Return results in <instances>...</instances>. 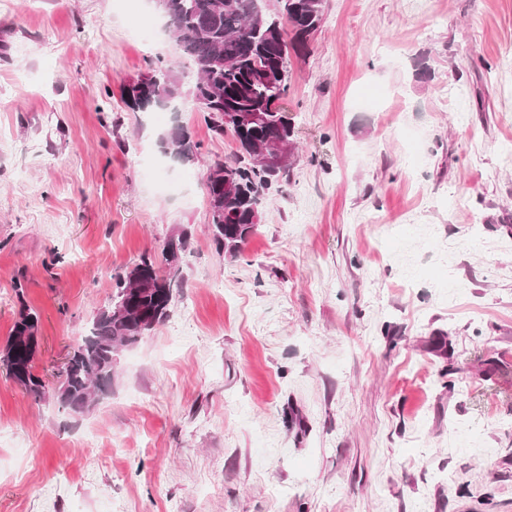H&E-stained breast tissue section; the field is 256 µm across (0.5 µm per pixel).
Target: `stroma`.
Wrapping results in <instances>:
<instances>
[{"label":"stroma","instance_id":"1","mask_svg":"<svg viewBox=\"0 0 512 512\" xmlns=\"http://www.w3.org/2000/svg\"><path fill=\"white\" fill-rule=\"evenodd\" d=\"M151 13L0 0V345L27 303L49 390L0 369V512H512V0H326L289 59L298 149L235 260L202 182L234 138L187 95L123 102L157 61L194 78ZM183 228L166 320L59 408L113 274ZM160 145L164 154L180 161L189 160L199 148V144L179 125L173 126L161 137Z\"/></svg>","mask_w":512,"mask_h":512}]
</instances>
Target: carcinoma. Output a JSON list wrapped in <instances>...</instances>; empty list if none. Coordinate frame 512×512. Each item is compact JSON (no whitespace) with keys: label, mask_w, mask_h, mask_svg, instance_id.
<instances>
[{"label":"carcinoma","mask_w":512,"mask_h":512,"mask_svg":"<svg viewBox=\"0 0 512 512\" xmlns=\"http://www.w3.org/2000/svg\"><path fill=\"white\" fill-rule=\"evenodd\" d=\"M163 18L178 55L189 59L195 81L190 95L213 97L209 129L231 133L240 155L213 162L203 176L215 249L236 258L261 224L271 190L288 172L266 171L255 162L262 147L295 148V133L283 104L288 96L290 55L308 54L310 39L322 22L325 0H167ZM181 74L172 63L123 85L132 112L169 110L182 97ZM169 157L190 159L199 144L176 125L161 137ZM159 266L148 257L113 276L115 286L86 334L68 355L66 379L55 399L59 408L82 413L92 396L112 386L114 357L138 343L168 316L172 291L181 279V258L163 256ZM126 299L128 311L115 310ZM38 315L21 306L11 335L0 349V365L38 403L45 384L35 373L36 352L19 338L38 332Z\"/></svg>","instance_id":"obj_1"}]
</instances>
